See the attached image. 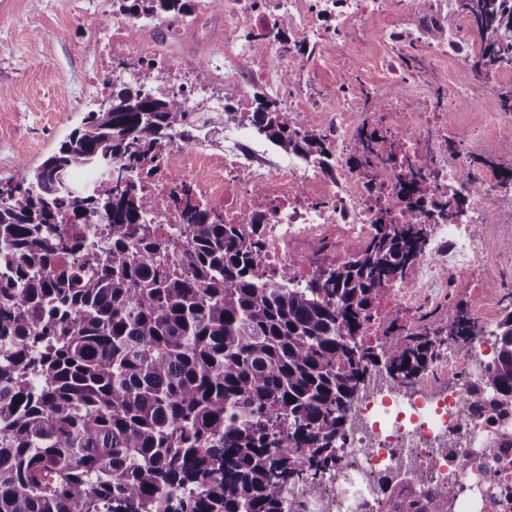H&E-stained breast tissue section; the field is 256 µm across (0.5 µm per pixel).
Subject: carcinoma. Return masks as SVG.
<instances>
[{"label":"carcinoma","instance_id":"obj_1","mask_svg":"<svg viewBox=\"0 0 512 512\" xmlns=\"http://www.w3.org/2000/svg\"><path fill=\"white\" fill-rule=\"evenodd\" d=\"M135 14L181 16L194 0H123ZM481 37L468 74L512 69V0H456ZM258 134L284 153L329 157L323 134L298 136L262 96ZM39 165L0 180V512H286L288 488L333 471L352 400L380 368L392 384L427 372L445 340L473 341L460 306L440 331L362 335L385 287L427 245L425 225H376L350 259L299 285L256 260L260 225L226 224L189 204L188 238L143 221L140 187L182 126L181 104L112 90ZM353 163L380 139L357 132ZM119 166H114V163ZM93 172L89 191L71 186ZM424 187L415 168L397 201ZM107 217L101 244L64 224ZM175 259L171 264L168 259ZM496 363L476 405L512 419V310L498 322ZM390 512H452L448 497L381 480Z\"/></svg>","mask_w":512,"mask_h":512}]
</instances>
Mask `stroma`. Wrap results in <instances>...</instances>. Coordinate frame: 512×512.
<instances>
[{
  "instance_id": "obj_1",
  "label": "stroma",
  "mask_w": 512,
  "mask_h": 512,
  "mask_svg": "<svg viewBox=\"0 0 512 512\" xmlns=\"http://www.w3.org/2000/svg\"><path fill=\"white\" fill-rule=\"evenodd\" d=\"M112 0H0V179L40 164L105 97L86 80Z\"/></svg>"
}]
</instances>
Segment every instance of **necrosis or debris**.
<instances>
[{"mask_svg": "<svg viewBox=\"0 0 512 512\" xmlns=\"http://www.w3.org/2000/svg\"><path fill=\"white\" fill-rule=\"evenodd\" d=\"M392 4L399 22L378 39L398 50L404 33L418 30L410 21L414 0H196L193 13L178 18L116 12L101 39L103 50L116 60H137L142 69L116 72L98 65L90 80L102 90L117 82L162 89L188 109L145 182L141 205L155 233L178 231L171 189L181 181L190 189L191 204L223 216L225 223L260 225V271L280 270L297 284L312 269L349 259L373 237L378 220L404 224L414 216L426 226L427 247L408 279L392 284L381 309L370 314L367 335H384L387 312L416 315L461 284L475 298L484 335L491 336L500 309L495 277L512 270V246L502 242L512 236V210L497 201L512 198V185L502 184L495 169L470 167L472 146L459 141L444 99L430 98L414 60L399 66L363 53L361 19ZM283 28L304 35L303 54L274 39V31ZM188 30L209 51L197 67L184 64L178 52ZM340 32L356 59L353 73L321 92L286 95L288 76L297 68L319 77L333 71L331 47ZM479 42V34L459 19L428 53L444 63L455 48L465 59ZM216 82L234 97L236 112L225 119L219 142L203 136L193 108ZM365 84L383 101L379 120L385 137L363 170L349 158L360 117L355 89ZM258 90L284 103L298 134L327 135L329 159L282 155L246 133L239 116ZM421 153L430 165L416 214L388 207L408 162ZM458 195L465 199L462 209L441 216L436 202ZM495 361V348L480 344L463 354L446 349L408 392L374 373L350 409L336 470L317 483L290 488L289 512H377V480L387 473L404 475L420 492L441 491L445 476H452L453 512H512V448L489 453L501 425L471 401Z\"/></svg>", "mask_w": 512, "mask_h": 512, "instance_id": "obj_1", "label": "necrosis or debris"}]
</instances>
